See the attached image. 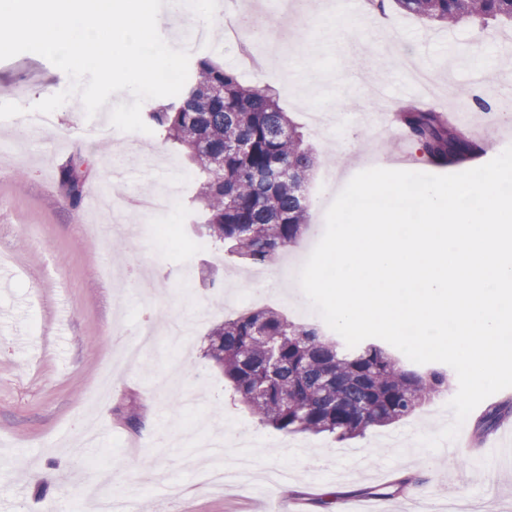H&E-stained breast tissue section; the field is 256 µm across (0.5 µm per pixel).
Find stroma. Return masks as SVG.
<instances>
[{"mask_svg":"<svg viewBox=\"0 0 512 512\" xmlns=\"http://www.w3.org/2000/svg\"><path fill=\"white\" fill-rule=\"evenodd\" d=\"M222 33L199 19L177 15L159 27L162 37L191 59L234 68L242 82L272 86L306 142L320 147L321 162L308 186L310 226L285 255L302 265L321 238L325 212L358 172L372 167L433 173L419 152L367 129V112L391 114L422 95L407 64L428 73L438 110L466 103L470 89L498 112L512 114L499 93L512 83V24H431L389 6L371 15L365 0H310L308 9L281 24L279 0H223ZM68 76L34 53L0 61V102L31 107L65 90ZM101 108L87 120L83 106L66 103L30 126L29 138L13 120H0V512H87L73 473H112V494L139 512H343L345 501L368 497L403 512L407 499L435 504L479 502L496 488L500 512H512V446L498 443L512 418L473 444L474 417L454 441L419 448L420 434L437 433L452 413L448 387L411 416L339 442L328 435H287L263 425L239 401L223 373L204 356L207 334L224 318L270 307L291 320L323 327L297 297L264 289L253 268L230 258L222 245L193 249L201 240L199 183L184 153L159 133L127 134L113 128ZM76 161L85 187L102 188L114 171H134L125 194L141 198L176 180L172 210L94 209L90 198L72 203L57 169ZM231 270L234 285L203 282L205 270ZM154 327L142 359L112 380L108 398L93 403L101 377L126 341ZM178 398L169 409V398ZM136 409L141 426L126 417ZM221 435L226 447L253 445L259 480L248 487H192L182 466L198 423ZM50 482L30 484V470ZM416 477L408 492L394 483Z\"/></svg>","mask_w":512,"mask_h":512,"instance_id":"1","label":"stroma"}]
</instances>
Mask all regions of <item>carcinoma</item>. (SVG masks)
Wrapping results in <instances>:
<instances>
[{
	"mask_svg": "<svg viewBox=\"0 0 512 512\" xmlns=\"http://www.w3.org/2000/svg\"><path fill=\"white\" fill-rule=\"evenodd\" d=\"M394 3L446 26L463 20L512 22V0ZM398 117L413 146L435 166L455 167L484 152L433 109L403 106ZM147 120L185 152L200 180L196 200L213 241L261 267L306 229V184L317 153L272 90L245 85L233 70L200 58L183 91L147 113ZM59 182L72 202L80 201L83 180L73 163L60 167ZM206 357L261 424L338 441L409 416L448 383L441 371L405 367L379 344L349 348L274 310L214 326ZM511 414V400L488 405L478 418V434H488Z\"/></svg>",
	"mask_w": 512,
	"mask_h": 512,
	"instance_id": "carcinoma-1",
	"label": "carcinoma"
}]
</instances>
